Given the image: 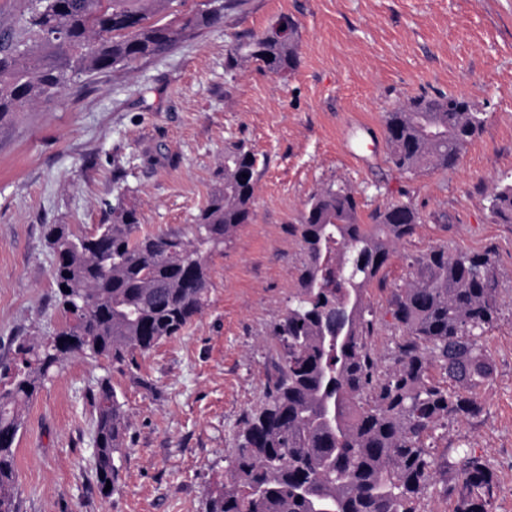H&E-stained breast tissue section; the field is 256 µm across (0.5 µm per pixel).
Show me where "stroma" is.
Wrapping results in <instances>:
<instances>
[{
  "label": "stroma",
  "mask_w": 512,
  "mask_h": 512,
  "mask_svg": "<svg viewBox=\"0 0 512 512\" xmlns=\"http://www.w3.org/2000/svg\"><path fill=\"white\" fill-rule=\"evenodd\" d=\"M282 14L300 31L288 78L230 65L237 39ZM439 94L475 104L482 131L454 167L397 170L386 112ZM238 140L259 158L253 215L209 257L203 313L139 357V382L81 357L46 382L17 438L21 512H206L282 363L273 328L298 293L296 228L330 183L354 192L360 218L396 201L422 216L365 293L382 368L404 338L389 310L415 259L438 246L491 254L498 319L483 337L492 374L473 391L482 412L433 431L444 465L416 507L454 512L448 490L472 454L494 476L490 512H512V224L488 206L492 189L512 182V0H244L169 53L81 78L0 121V359L64 321L47 225L90 231L121 203L137 209L142 231L189 234L225 145ZM105 375L131 418L108 496L95 486L88 396Z\"/></svg>",
  "instance_id": "obj_1"
}]
</instances>
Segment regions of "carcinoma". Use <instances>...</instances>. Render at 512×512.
Returning a JSON list of instances; mask_svg holds the SVG:
<instances>
[{"label": "carcinoma", "mask_w": 512, "mask_h": 512, "mask_svg": "<svg viewBox=\"0 0 512 512\" xmlns=\"http://www.w3.org/2000/svg\"><path fill=\"white\" fill-rule=\"evenodd\" d=\"M237 2L205 3L168 21L174 0H23L17 27L0 34V119L51 100L82 76L165 54L219 24ZM231 58L260 62L285 79L298 67L299 42L270 26L236 43ZM483 123L462 97H414L385 117L392 162L402 172L451 168ZM257 162L242 140L224 148L190 237L143 233L138 211L120 204L90 232L49 225L65 324L53 336L23 339L19 360H0V512H20L14 444L26 409L71 356L105 359L152 389L134 373L137 356L181 335L202 313L206 257L251 220ZM490 210L512 224V183L495 188ZM369 219L361 223L344 185L311 195L297 227L305 255L299 292L273 328L283 366L245 420L207 512H416L414 500L439 465L424 437L441 422L480 413L472 391L492 373L482 338L498 313L491 255L439 247L417 260L391 308L407 339L384 372L368 348L374 323L364 292L421 217L398 201ZM433 365L447 385L429 377ZM91 393L94 476L108 496L106 484L118 487L131 421L110 376ZM451 493L454 512H488L491 471L465 458Z\"/></svg>", "instance_id": "carcinoma-1"}]
</instances>
